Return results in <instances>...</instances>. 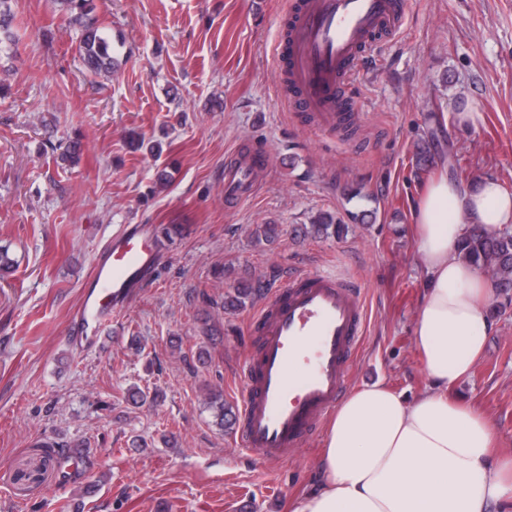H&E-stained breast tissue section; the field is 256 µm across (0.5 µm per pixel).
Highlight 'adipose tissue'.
<instances>
[{
    "instance_id": "1",
    "label": "adipose tissue",
    "mask_w": 512,
    "mask_h": 512,
    "mask_svg": "<svg viewBox=\"0 0 512 512\" xmlns=\"http://www.w3.org/2000/svg\"><path fill=\"white\" fill-rule=\"evenodd\" d=\"M512 227V193L493 178L472 188L444 177L418 198L414 228L427 294L414 336L430 389L409 401L385 383L338 407L322 452L325 484L293 512H492L512 505V455H497L487 419L449 398L492 328L490 280L458 255L469 225Z\"/></svg>"
}]
</instances>
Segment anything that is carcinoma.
Segmentation results:
<instances>
[{
  "label": "carcinoma",
  "instance_id": "cac0c4a2",
  "mask_svg": "<svg viewBox=\"0 0 512 512\" xmlns=\"http://www.w3.org/2000/svg\"><path fill=\"white\" fill-rule=\"evenodd\" d=\"M66 4L70 12L69 23L79 32L78 51L85 68L94 75L112 73V36L86 22V17L94 10V0H66ZM12 21L10 0H0V35L10 41L13 40L10 32ZM346 229V225L334 222L331 216H320L311 225L312 232L323 236L340 237ZM460 252L464 259L491 278L496 295L504 299L501 308L496 310V313H501L512 299L509 297L512 293V228L490 233L474 224L463 239ZM255 295L256 289L243 284L229 296L228 305L244 307L253 301ZM209 404L218 424L224 428L231 427L234 416L224 406L222 394L210 393Z\"/></svg>",
  "mask_w": 512,
  "mask_h": 512
}]
</instances>
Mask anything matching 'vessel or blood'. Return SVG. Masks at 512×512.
<instances>
[{
    "instance_id": "vessel-or-blood-1",
    "label": "vessel or blood",
    "mask_w": 512,
    "mask_h": 512,
    "mask_svg": "<svg viewBox=\"0 0 512 512\" xmlns=\"http://www.w3.org/2000/svg\"><path fill=\"white\" fill-rule=\"evenodd\" d=\"M407 0H299L288 30V99L324 127L343 123L356 102L355 78L369 48L396 34ZM253 166L224 175V199L249 194ZM155 225L133 224L109 241L73 316L74 340L94 345L102 325L149 280L158 261ZM365 326L355 282L327 270L291 276L274 289L250 327L257 350L244 363L237 440L265 461H284L322 426L348 387Z\"/></svg>"
}]
</instances>
